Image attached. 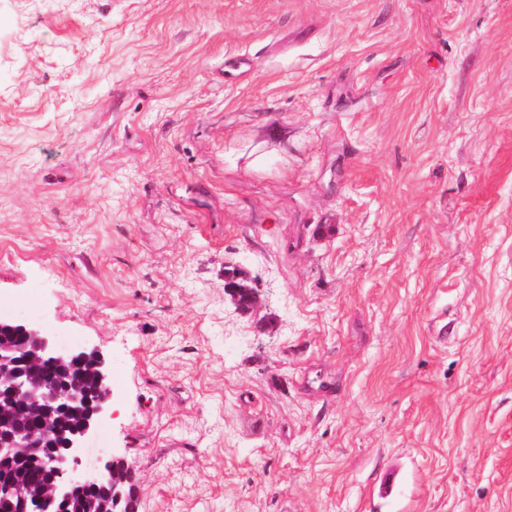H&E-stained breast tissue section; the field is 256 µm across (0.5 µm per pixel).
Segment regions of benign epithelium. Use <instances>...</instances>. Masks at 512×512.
Wrapping results in <instances>:
<instances>
[{
  "label": "benign epithelium",
  "mask_w": 512,
  "mask_h": 512,
  "mask_svg": "<svg viewBox=\"0 0 512 512\" xmlns=\"http://www.w3.org/2000/svg\"><path fill=\"white\" fill-rule=\"evenodd\" d=\"M238 305L250 307L258 303L256 289L233 280L224 285ZM33 339V352L21 347L9 355L0 353V398L13 401L12 410L0 414V431L9 429L19 415L41 414L50 402L64 398L75 404L82 402L81 378L71 375L64 386L49 387L33 365L45 360L56 364L92 362L98 383V395L89 402L88 418L69 431L59 444L60 454L49 459V483L27 489L15 474L0 469V509L4 512H64L73 501L75 492L103 491L112 503V512H138L139 476L136 469L121 456L114 455L104 466L92 473L78 470L76 452L84 438L93 430L96 421L107 409L110 391L103 361L94 350L85 348L60 352L51 336L24 323L1 322L0 331ZM58 437L55 424L45 422L38 428L0 436V462L9 460L17 448L38 451Z\"/></svg>",
  "instance_id": "benign-epithelium-1"
}]
</instances>
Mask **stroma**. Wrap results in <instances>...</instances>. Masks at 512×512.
I'll use <instances>...</instances> for the list:
<instances>
[{
  "label": "stroma",
  "instance_id": "stroma-1",
  "mask_svg": "<svg viewBox=\"0 0 512 512\" xmlns=\"http://www.w3.org/2000/svg\"><path fill=\"white\" fill-rule=\"evenodd\" d=\"M1 303L139 512H512V0H0Z\"/></svg>",
  "mask_w": 512,
  "mask_h": 512
}]
</instances>
